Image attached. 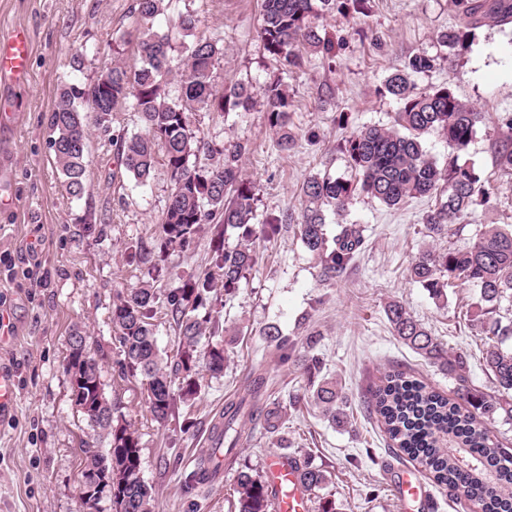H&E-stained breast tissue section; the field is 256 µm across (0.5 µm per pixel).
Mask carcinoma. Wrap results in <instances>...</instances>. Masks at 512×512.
<instances>
[{
  "mask_svg": "<svg viewBox=\"0 0 512 512\" xmlns=\"http://www.w3.org/2000/svg\"><path fill=\"white\" fill-rule=\"evenodd\" d=\"M173 0H137V22L128 37L136 41L141 65L130 69L118 60L119 45L112 46L110 63L104 66L112 82V97L95 99L96 87L76 83L62 84L49 118L53 133L51 145L56 167L63 176L68 195L79 198L89 167L88 141L91 134L89 112L99 108L106 115L128 104L140 114L144 131L120 137V164L144 185L152 176L158 159L171 173L172 188L161 218L160 247L190 250L202 226L217 228V240L209 266L164 293L166 314L179 335L173 364L164 361L156 345L154 321L159 296L154 283L161 269L148 271L150 280L117 296L112 304L114 340L120 359L118 372L141 378L149 411L157 422L173 417L176 398L196 394L198 368L213 374L224 370L227 346L209 343L198 350L206 334L219 335V322L212 319L211 306L224 295L234 294L247 273L258 262L253 240L263 233L279 231V220L256 223L258 194L256 187L242 178L241 165L249 152V143L231 140L219 147L201 136L190 114L215 108L224 113L248 110L252 96L246 86L234 84L217 94L212 83L213 69L224 57L222 38L213 34L196 36L198 20L190 13L169 18L165 32L156 25L158 16L170 8ZM460 27L442 31L440 46L463 47L472 31L487 24H512V0H452ZM318 11L314 0H262L260 38L266 51L276 59L293 63L301 46L332 49L321 37L316 24ZM193 37L184 46L185 57L172 54V32ZM438 57L416 54L385 80V91L399 100L401 107L391 127L367 126L346 139L343 152L358 180L329 174L307 179L302 187L300 240L317 262L318 276L326 282L339 281L358 255L362 231L355 224H344L332 238L326 229L325 209L341 216L357 192L387 206H397L409 198L434 196L436 204L423 217L428 232L446 237L454 220L490 197V188L474 165L459 162L457 153L471 143L483 113L461 100L450 88L428 92L415 91L412 76L432 69ZM179 76L177 93H171L172 77ZM267 122L278 134L281 150L290 149L295 133L289 126L291 100L281 79L267 85ZM441 133L453 154L441 166L425 150L423 136ZM498 170L512 176V147L500 149L495 158ZM233 230L237 244L230 247L224 237ZM410 278L426 288L436 299L444 296L446 277H458L472 283L479 294L470 311V326L487 340L483 353L485 371L493 377L497 394L476 389L468 374L466 357L448 351L406 309L391 303L385 308L393 334L427 364L448 376L454 383L451 399L402 370H393L380 384L368 388L367 408L380 422L392 445L408 456L421 459L432 481L448 490L455 500L468 501L480 512H512V448L492 438L486 421L496 418L512 423V320L500 315L502 300L512 298V224H487L464 249L444 252L421 251L409 268ZM263 334L275 343L279 361L292 360L294 346L280 329L269 325ZM84 339L88 359L80 370L84 377L78 388L85 399L95 400L100 382L99 365L90 337ZM318 335L306 337L308 354L304 369L320 371L322 359L315 353ZM265 385L261 374L250 381L252 400H230L212 432L227 444V453L237 447L241 431L239 421L258 417L262 410L256 398ZM311 398L322 413L336 424L346 417L347 396L333 380H321L312 387ZM97 437L108 441L107 454L89 456L83 483L90 484L89 472H112V487L107 498L113 512H151L153 488L141 476L139 435L122 417H103L92 424ZM299 480L311 493L328 482L321 469L308 460L297 461ZM235 493L238 512H272L265 479L248 471L237 476Z\"/></svg>",
  "mask_w": 512,
  "mask_h": 512,
  "instance_id": "obj_1",
  "label": "carcinoma"
}]
</instances>
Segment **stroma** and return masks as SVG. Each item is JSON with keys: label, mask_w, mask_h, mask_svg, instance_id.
<instances>
[{"label": "stroma", "mask_w": 512, "mask_h": 512, "mask_svg": "<svg viewBox=\"0 0 512 512\" xmlns=\"http://www.w3.org/2000/svg\"><path fill=\"white\" fill-rule=\"evenodd\" d=\"M260 4H174L176 11L197 17L198 34L223 37L224 57L213 70L216 87L241 83L253 97L249 111L201 110L191 120L213 145L249 142L242 175L258 189V221L300 216V189L310 177L351 176L340 144L362 127L392 125L400 105L386 93L385 80L422 52L438 63L414 75L417 91L445 86L486 114L460 158L475 162L491 188L489 202L458 217L453 236L433 238L423 224L430 198L389 208L355 195L343 218L327 217L328 234L343 222L360 225L364 236L353 267L333 283L320 280L293 220L256 240L257 266L212 310L235 335L223 373L200 371L193 404L177 403L174 419L157 423L139 380L119 377L114 367L112 302L148 278L147 265L129 259L136 241L152 247V262L165 272L156 287L164 290L205 269L215 230L204 227L192 250L158 251L170 175L157 164L149 184L140 186L121 166L117 137L142 129L138 113L127 106L113 112L111 134L92 132L78 199L62 186L49 129L58 87L94 82L111 58L113 42H120L129 68L140 66L135 42L126 39L135 26L136 0H0V39L22 29L31 43L27 77L0 80V195L7 198L0 204V313L11 324L0 338V369L17 386L13 412L0 417V512H87L80 498L86 458L107 443L71 401L65 363L77 328L93 339L107 398L140 436L142 476L155 490L153 512H236L239 471L264 474L274 453L308 459L326 472L329 482L311 503L335 502L336 512H429L425 504L399 501L402 473L424 478L428 472L391 448L364 408L363 393L368 381L395 365L447 396L453 382L396 339L384 312L389 302L402 303L450 352L465 355L473 385L495 394L483 365L485 339L468 326L477 288L452 277L445 299L438 301L410 280L408 269L420 251L461 248L483 225L512 224V178L500 175L495 164L496 147L512 141V27L477 28L471 45L448 61L436 36L459 24L452 0H368L361 14L322 12L318 24L333 52L305 48L300 65L286 67L263 48ZM78 50L84 61L76 71L70 59ZM277 75L293 101L289 121L296 141L287 152L266 118V86ZM39 276L44 286L31 287ZM270 324L299 343L309 333L319 334L321 375L336 379L347 394L348 424L329 422L305 398L308 376L301 365L279 364L274 344L262 334ZM259 373L267 380L261 405L277 411V429L268 430L260 419L245 421L234 461L225 463L214 484L186 497L184 477L204 459L213 417L225 402L245 396L249 377Z\"/></svg>", "instance_id": "stroma-1"}]
</instances>
